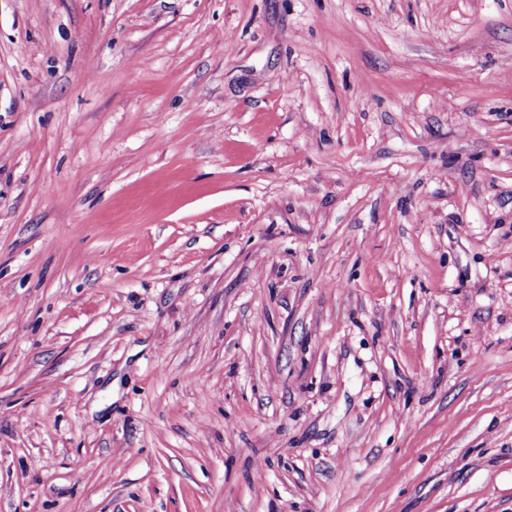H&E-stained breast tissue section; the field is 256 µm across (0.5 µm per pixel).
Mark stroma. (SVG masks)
Here are the masks:
<instances>
[{
    "label": "stroma",
    "instance_id": "1",
    "mask_svg": "<svg viewBox=\"0 0 512 512\" xmlns=\"http://www.w3.org/2000/svg\"><path fill=\"white\" fill-rule=\"evenodd\" d=\"M0 512H512V0H0Z\"/></svg>",
    "mask_w": 512,
    "mask_h": 512
}]
</instances>
